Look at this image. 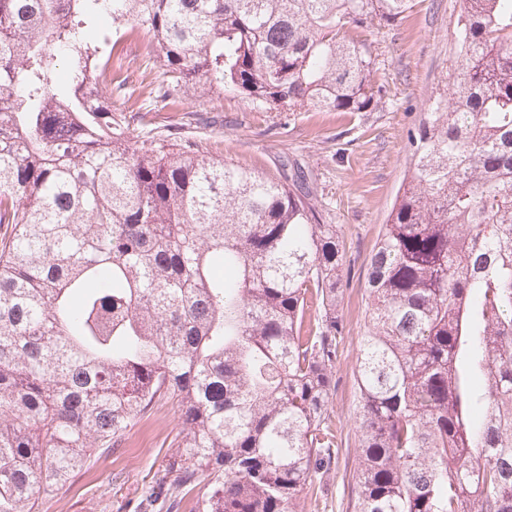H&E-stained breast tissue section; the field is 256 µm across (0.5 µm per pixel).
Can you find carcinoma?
<instances>
[{
	"label": "carcinoma",
	"mask_w": 512,
	"mask_h": 512,
	"mask_svg": "<svg viewBox=\"0 0 512 512\" xmlns=\"http://www.w3.org/2000/svg\"><path fill=\"white\" fill-rule=\"evenodd\" d=\"M409 0H0V512H37L162 400L177 450L145 501L296 512L328 411L344 252L297 172L137 145L99 24L151 37L170 103L371 112L352 29ZM444 104L367 259L355 512H512V0H463Z\"/></svg>",
	"instance_id": "1"
}]
</instances>
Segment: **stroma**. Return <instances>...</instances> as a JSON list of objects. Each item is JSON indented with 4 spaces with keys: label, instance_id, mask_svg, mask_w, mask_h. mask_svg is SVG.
Segmentation results:
<instances>
[{
    "label": "stroma",
    "instance_id": "obj_1",
    "mask_svg": "<svg viewBox=\"0 0 512 512\" xmlns=\"http://www.w3.org/2000/svg\"><path fill=\"white\" fill-rule=\"evenodd\" d=\"M461 7L462 0H413L401 21L367 32L378 57L372 83L381 90L372 112H270L236 93L200 90L155 106L150 85L163 74L148 62L146 32L123 29L112 48L105 77L127 84L125 94L113 96L112 107L133 134L152 132L175 150L193 143L206 155L277 177L284 163L295 164L340 229L347 286L338 306L344 333L329 403L339 448L323 483L303 491L301 512H353L359 464L355 370L366 332L367 258L407 175L408 135L448 83V37ZM178 422L177 407L160 403L125 433L119 448L44 498L39 512H137L144 490L163 477L175 451Z\"/></svg>",
    "mask_w": 512,
    "mask_h": 512
}]
</instances>
